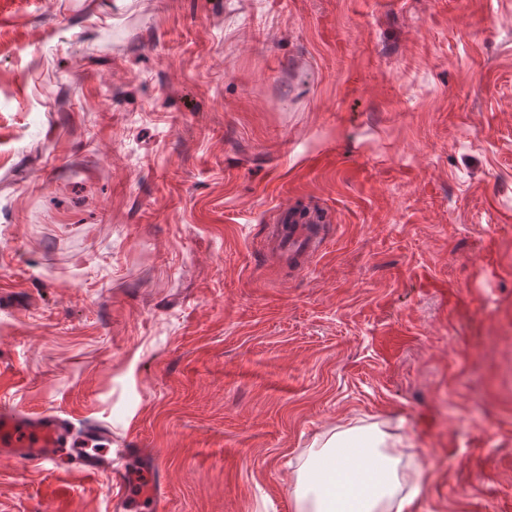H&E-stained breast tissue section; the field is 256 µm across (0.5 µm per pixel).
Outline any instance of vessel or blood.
<instances>
[{
  "instance_id": "1",
  "label": "vessel or blood",
  "mask_w": 512,
  "mask_h": 512,
  "mask_svg": "<svg viewBox=\"0 0 512 512\" xmlns=\"http://www.w3.org/2000/svg\"><path fill=\"white\" fill-rule=\"evenodd\" d=\"M269 234L277 246L304 271L319 253L324 227L309 216L282 213L279 223L270 225ZM68 422L54 414L30 413L9 406L0 408V458L14 460L34 468L53 464L60 447L70 439ZM78 472L90 477H105V487L114 512H123L127 479L124 471L108 470L105 461L86 457L79 461Z\"/></svg>"
}]
</instances>
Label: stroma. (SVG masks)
I'll list each match as a JSON object with an SVG mask.
<instances>
[{
  "label": "stroma",
  "instance_id": "obj_1",
  "mask_svg": "<svg viewBox=\"0 0 512 512\" xmlns=\"http://www.w3.org/2000/svg\"><path fill=\"white\" fill-rule=\"evenodd\" d=\"M1 403L98 425L126 512V440L164 512H295L358 421L414 512H512V0H0ZM103 483L0 464V512ZM269 234L277 246L296 263L295 271L302 272L321 249L324 225L310 216L281 211L279 224L269 225ZM129 446L134 447V448H126V450L129 453H135L137 455L143 456L148 461L149 466H148L147 471H146V477H147V480L149 482L148 484L150 486H152V487L158 486V489L155 490L154 494H152V503H153V506H154V508L156 510L158 508V506L161 504V502L163 501V498H164V489L161 488V484H162L161 483V479H160V476L158 474L156 475V471H155V465L154 464L156 463V459L150 457V455L148 453V450L146 448H143V444L140 443V442L129 444Z\"/></svg>",
  "mask_w": 512,
  "mask_h": 512
}]
</instances>
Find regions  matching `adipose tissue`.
Listing matches in <instances>:
<instances>
[{
  "instance_id": "adipose-tissue-1",
  "label": "adipose tissue",
  "mask_w": 512,
  "mask_h": 512,
  "mask_svg": "<svg viewBox=\"0 0 512 512\" xmlns=\"http://www.w3.org/2000/svg\"><path fill=\"white\" fill-rule=\"evenodd\" d=\"M297 471V512H412L420 471L400 474L402 440L378 425L340 426L315 439Z\"/></svg>"
}]
</instances>
